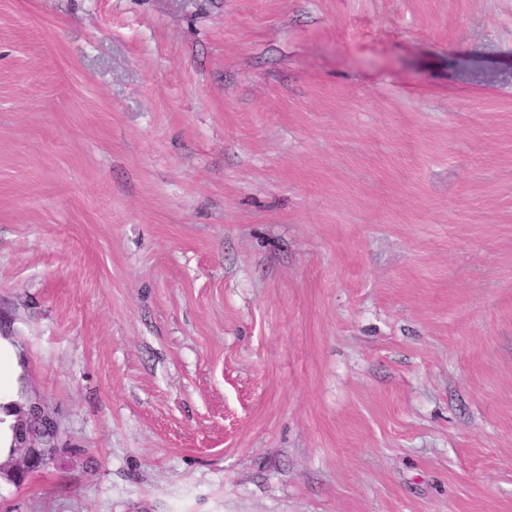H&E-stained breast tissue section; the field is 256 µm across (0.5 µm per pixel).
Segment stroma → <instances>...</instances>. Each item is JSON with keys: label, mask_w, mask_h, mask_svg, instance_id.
<instances>
[{"label": "stroma", "mask_w": 512, "mask_h": 512, "mask_svg": "<svg viewBox=\"0 0 512 512\" xmlns=\"http://www.w3.org/2000/svg\"><path fill=\"white\" fill-rule=\"evenodd\" d=\"M0 337V512H512V0H0ZM15 373L11 346L6 340L0 338V404L2 405L6 406L15 400L12 390ZM40 418L45 425L57 434L59 438V424L56 418L47 417L42 411V403L35 400L27 404L25 410L20 412L15 424L14 439L16 451L20 452V460L8 470L9 481L15 484L19 477L26 475L30 470L40 466L45 458L44 446L31 435V420Z\"/></svg>", "instance_id": "1"}]
</instances>
